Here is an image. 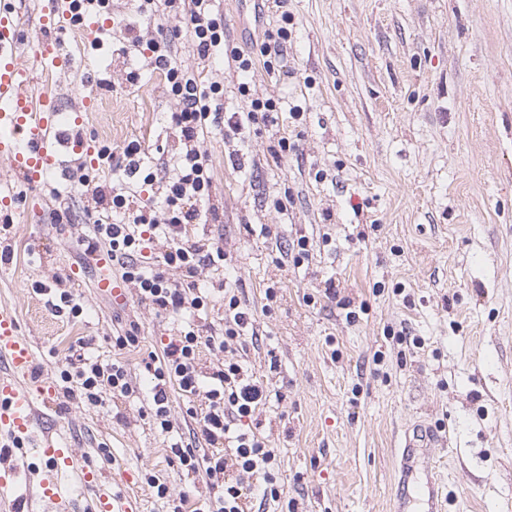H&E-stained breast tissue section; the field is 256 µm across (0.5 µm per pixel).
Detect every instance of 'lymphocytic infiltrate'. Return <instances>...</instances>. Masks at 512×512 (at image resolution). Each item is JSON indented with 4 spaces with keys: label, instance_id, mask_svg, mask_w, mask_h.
I'll use <instances>...</instances> for the list:
<instances>
[{
    "label": "lymphocytic infiltrate",
    "instance_id": "obj_1",
    "mask_svg": "<svg viewBox=\"0 0 512 512\" xmlns=\"http://www.w3.org/2000/svg\"><path fill=\"white\" fill-rule=\"evenodd\" d=\"M135 14L150 19L165 16L172 24L159 37L149 39L146 48L149 64L163 73L167 92L177 108L173 122L180 128L185 149L175 165V172L156 200L135 206L133 197L112 194L104 181L86 183L85 188L103 202V213L93 222L83 238L86 252L111 254L123 282L134 284L140 303L157 313L180 319L201 310L207 300L195 277L199 268L222 267L224 250L216 243H201L186 237L191 224H209L213 213L209 206L213 176L211 166L198 143L211 125L219 123L224 79L201 81L186 64L183 54L191 52L199 60H209L224 45V16L216 0H138ZM112 171L134 180L137 187L152 185L154 175L150 159L141 143L129 141L120 160L110 153L100 156ZM165 238L166 250L154 261L138 260L146 239ZM227 325L217 345L224 360L212 373L198 368L202 337L198 330H182L164 348L162 360L152 367L150 413L161 430H168L167 389L177 383L188 395L204 394V412L189 409L195 417L197 432L210 453L184 442H176L171 452L180 466L191 472H204L215 492L207 499L203 512H244L245 478L262 483V498L277 502L281 491L276 484L277 455L254 432L241 428L243 419L252 417L268 398L267 391L249 378L241 361L231 350L241 339L250 316L240 310L237 299H229L224 310ZM64 393L90 402H99L104 390L127 395L132 391L126 365L80 360L74 371L62 372Z\"/></svg>",
    "mask_w": 512,
    "mask_h": 512
}]
</instances>
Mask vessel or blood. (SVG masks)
Here are the masks:
<instances>
[{
	"mask_svg": "<svg viewBox=\"0 0 512 512\" xmlns=\"http://www.w3.org/2000/svg\"><path fill=\"white\" fill-rule=\"evenodd\" d=\"M42 38L21 53L20 30L12 9L0 6V162L20 178L36 182L55 170L60 148L71 146L89 164L97 162V148L84 140H67L57 103L38 91L33 68L40 65L67 70L68 57L62 55L56 34L70 30L67 0H40ZM101 270L97 286L112 295H124L123 283L113 279L107 257H99ZM35 354L30 341L18 331L12 310L0 307V434L10 437L12 447L0 455V508L15 504L21 464L14 453L31 441V424L38 406L53 404L56 391L50 382L30 384ZM438 441L429 426L414 428L406 435L397 460L400 490L391 512H446L433 461H421L419 449H430ZM42 460L39 479L33 490L37 512H76L77 500L59 481L61 472L76 474L92 491L88 512H140L137 498L115 492L111 481L100 479L83 456L62 447L52 438L40 440L36 450Z\"/></svg>",
	"mask_w": 512,
	"mask_h": 512,
	"instance_id": "1",
	"label": "vessel or blood"
}]
</instances>
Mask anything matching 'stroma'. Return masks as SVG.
I'll return each instance as SVG.
<instances>
[{"label":"stroma","instance_id":"obj_1","mask_svg":"<svg viewBox=\"0 0 512 512\" xmlns=\"http://www.w3.org/2000/svg\"><path fill=\"white\" fill-rule=\"evenodd\" d=\"M133 9L114 0L100 49L62 36L72 68L38 73L37 87L67 117L92 95L93 111L70 135L115 154L139 140L160 187L184 144L163 75L125 30ZM219 9L227 43L243 50L255 30L288 28L274 67L250 71L249 95L225 54L206 64L203 79L224 72V113L272 97L301 115L242 135L215 128L200 143L220 219L189 233L225 254L222 271L197 277L210 290L194 318L206 338L202 371L222 360L208 340L221 338L232 292L251 317L237 357L270 392L243 424L277 454L281 498L294 512H390L395 450L418 423L441 437L431 454L447 512H512V0H271L259 16L253 0H221ZM283 137L292 148L273 157ZM83 161L63 150L35 186L0 166V198L12 200L0 209V305L34 348L33 380L60 385L78 351L124 362L136 391H104L98 405L57 397L39 407L32 432L77 449L138 496L141 512L167 510L150 474L194 512L210 483L181 469L170 445L193 442L186 410L205 398L170 385L172 428L154 425L145 364L179 325L135 288L119 304L97 288L99 269L82 260L99 208L79 185ZM63 202L69 220L59 224ZM301 236L310 259L284 260ZM270 287L276 300L265 297ZM64 292L79 314L54 309ZM132 320L139 348L115 349Z\"/></svg>","mask_w":512,"mask_h":512}]
</instances>
